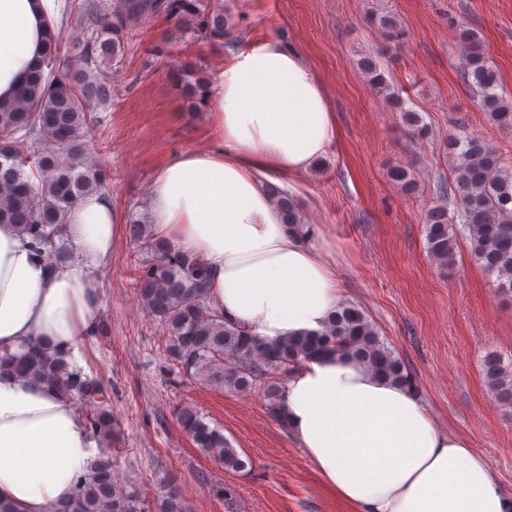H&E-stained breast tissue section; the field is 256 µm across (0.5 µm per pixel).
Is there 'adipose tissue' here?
Wrapping results in <instances>:
<instances>
[{
  "label": "adipose tissue",
  "instance_id": "1",
  "mask_svg": "<svg viewBox=\"0 0 512 512\" xmlns=\"http://www.w3.org/2000/svg\"><path fill=\"white\" fill-rule=\"evenodd\" d=\"M64 0H0V101L11 100L59 29ZM218 141L168 160L147 213L158 235L203 259L210 303L257 336L322 330L342 290L328 242L288 229L265 185L308 172L339 138L322 82L276 37L228 53L211 91ZM118 216L97 193L64 228L70 254L37 251L0 224V352L77 350L100 320L98 269ZM288 427L350 512H512L490 465L441 429L415 394L349 357L308 362L288 380ZM96 453L73 404L43 384L0 376V500L47 512Z\"/></svg>",
  "mask_w": 512,
  "mask_h": 512
}]
</instances>
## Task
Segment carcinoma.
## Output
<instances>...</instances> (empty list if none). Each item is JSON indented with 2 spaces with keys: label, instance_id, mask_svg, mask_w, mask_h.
Masks as SVG:
<instances>
[{
  "label": "carcinoma",
  "instance_id": "obj_1",
  "mask_svg": "<svg viewBox=\"0 0 512 512\" xmlns=\"http://www.w3.org/2000/svg\"><path fill=\"white\" fill-rule=\"evenodd\" d=\"M70 14L83 32L73 55L59 57L57 39L50 37L17 99L0 102V224L17 225L35 246L48 248L56 259L68 254L62 228L72 208L105 189V175L87 136L102 122L98 113L112 105V87L104 71L123 64L135 22L144 15H162L192 30L197 47L223 40L233 28L221 0H82ZM378 26L387 42L403 39L397 22L384 17ZM463 41L472 48L465 74L479 88V106L494 122L512 126V101L496 92V73L473 50L479 43L477 33L465 31ZM367 67L371 82L395 107H402L398 89L375 64ZM171 79L193 106L204 102L209 81L191 67L174 68ZM41 142L43 149L27 150L29 144ZM450 146L457 158L454 183L440 187L441 203L428 214V252L440 267L453 266L457 231L452 224L460 219L471 256L496 276L501 292L512 296V166L474 134L455 139ZM268 192L288 228L304 227L288 191L270 185ZM128 235L140 250L135 288L161 326L160 348L178 373L231 391L262 392L267 413L282 426L288 379L323 353L354 358L378 378L414 389L402 360L359 307L340 303L322 331L268 341L211 307L201 259L173 248L150 224L133 221ZM5 372L33 378L90 407L82 419L89 437L100 445L110 448L118 439L120 425L102 382L74 365L70 352L26 345L19 352L0 354V373ZM483 374L495 399L512 406V363L489 353L483 359ZM178 421L192 444L225 470L246 469L247 461L221 429L207 423L196 409L182 407ZM49 512H184V506L171 484L154 501L147 500L144 489L121 481L107 454L89 460L71 498L50 505Z\"/></svg>",
  "mask_w": 512,
  "mask_h": 512
}]
</instances>
